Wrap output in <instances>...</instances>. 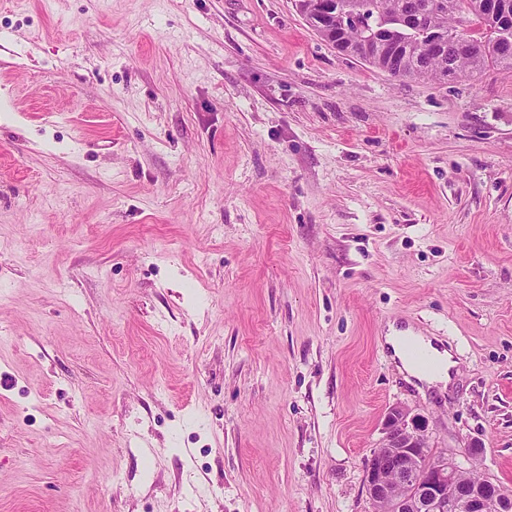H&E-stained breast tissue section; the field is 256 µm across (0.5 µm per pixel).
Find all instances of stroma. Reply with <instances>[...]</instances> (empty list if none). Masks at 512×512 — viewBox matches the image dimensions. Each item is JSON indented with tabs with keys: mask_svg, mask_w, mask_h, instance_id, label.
I'll return each instance as SVG.
<instances>
[{
	"mask_svg": "<svg viewBox=\"0 0 512 512\" xmlns=\"http://www.w3.org/2000/svg\"><path fill=\"white\" fill-rule=\"evenodd\" d=\"M397 405L512 488V76L294 0H0V512H373ZM384 338L386 344L393 352V357L396 361L400 362L399 368L422 383L427 389L439 387L444 392L452 385V369L456 368L457 362L453 360L452 354L449 351L436 346L431 339L417 334L409 328L396 325V323L389 325L388 332ZM409 339L417 340L427 346L436 364L435 371L430 373L424 372L410 360L404 350V344Z\"/></svg>",
	"mask_w": 512,
	"mask_h": 512,
	"instance_id": "stroma-1",
	"label": "stroma"
}]
</instances>
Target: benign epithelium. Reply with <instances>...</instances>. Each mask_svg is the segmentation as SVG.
I'll use <instances>...</instances> for the list:
<instances>
[{"label":"benign epithelium","mask_w":512,"mask_h":512,"mask_svg":"<svg viewBox=\"0 0 512 512\" xmlns=\"http://www.w3.org/2000/svg\"><path fill=\"white\" fill-rule=\"evenodd\" d=\"M385 436L368 458L369 501L391 503L392 512H512V497L491 491L495 481L457 486L460 463L428 443V425L418 414L395 407L385 418ZM451 486L455 493L448 492Z\"/></svg>","instance_id":"7a95c632"}]
</instances>
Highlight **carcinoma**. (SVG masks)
<instances>
[{
    "mask_svg": "<svg viewBox=\"0 0 512 512\" xmlns=\"http://www.w3.org/2000/svg\"><path fill=\"white\" fill-rule=\"evenodd\" d=\"M336 13L357 17L359 27L342 30L329 17L317 31L336 49L394 78L446 83L480 77L490 70L512 73V48L499 45L512 28V0H335ZM460 29L466 43L428 45V31Z\"/></svg>",
    "mask_w": 512,
    "mask_h": 512,
    "instance_id": "1",
    "label": "carcinoma"
}]
</instances>
